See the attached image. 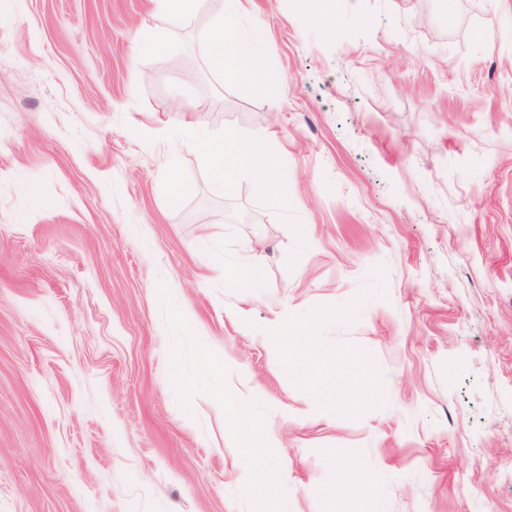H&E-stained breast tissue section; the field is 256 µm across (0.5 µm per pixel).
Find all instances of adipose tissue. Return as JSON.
<instances>
[{
  "instance_id": "ef3b65f1",
  "label": "adipose tissue",
  "mask_w": 512,
  "mask_h": 512,
  "mask_svg": "<svg viewBox=\"0 0 512 512\" xmlns=\"http://www.w3.org/2000/svg\"><path fill=\"white\" fill-rule=\"evenodd\" d=\"M210 64L216 74H230L242 84L261 80L276 67L274 60L264 65L254 62L255 36L241 32L237 25H216L205 34ZM201 157L216 182L231 185L235 175L244 173L251 177L256 190L262 194L276 192L281 179L263 151L259 140H242L234 135L225 136L219 142L206 143ZM274 335L280 342L275 359L278 364L294 368L312 386L324 382L328 372L317 360L314 341L304 324L285 318L274 320ZM234 435L242 464L259 493L254 499L253 512H279L278 504L271 493L279 478L265 462L253 455L252 449L264 434L256 423L235 425ZM376 486L374 474L364 468L344 465L338 468L336 488L331 496L343 500L346 512H363L362 500Z\"/></svg>"
}]
</instances>
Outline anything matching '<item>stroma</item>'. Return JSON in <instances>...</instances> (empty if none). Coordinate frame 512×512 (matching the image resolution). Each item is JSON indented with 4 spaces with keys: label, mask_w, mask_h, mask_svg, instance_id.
<instances>
[{
    "label": "stroma",
    "mask_w": 512,
    "mask_h": 512,
    "mask_svg": "<svg viewBox=\"0 0 512 512\" xmlns=\"http://www.w3.org/2000/svg\"><path fill=\"white\" fill-rule=\"evenodd\" d=\"M309 3L0 0V512H253L238 400L280 512H334L340 463L364 512H512V0ZM221 18L268 80L212 72ZM196 126L286 191L217 187ZM277 313L374 373L358 412L274 362ZM160 7L168 14L174 15L182 24L192 25L198 6L202 0H157ZM265 271L262 262L252 259L243 266L233 267L229 272L228 284L231 288H247L252 295H257L264 288ZM336 489L329 490L331 498L342 499L348 505L346 512H363L362 500L376 486L375 475L364 468L343 465L337 469Z\"/></svg>",
    "instance_id": "stroma-1"
}]
</instances>
